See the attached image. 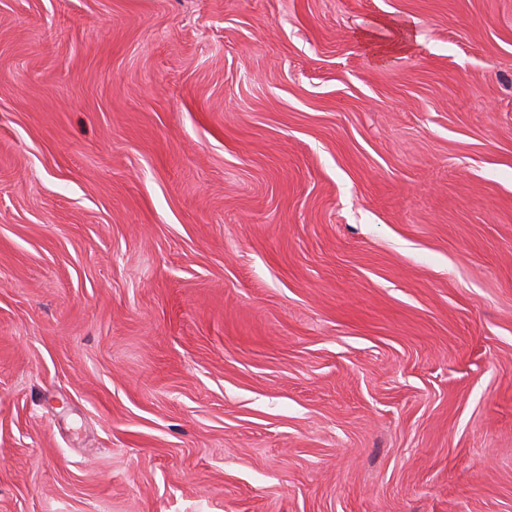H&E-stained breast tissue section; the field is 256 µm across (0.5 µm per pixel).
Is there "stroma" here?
<instances>
[{"label":"stroma","instance_id":"obj_1","mask_svg":"<svg viewBox=\"0 0 512 512\" xmlns=\"http://www.w3.org/2000/svg\"><path fill=\"white\" fill-rule=\"evenodd\" d=\"M0 512H512V0H0Z\"/></svg>","mask_w":512,"mask_h":512}]
</instances>
